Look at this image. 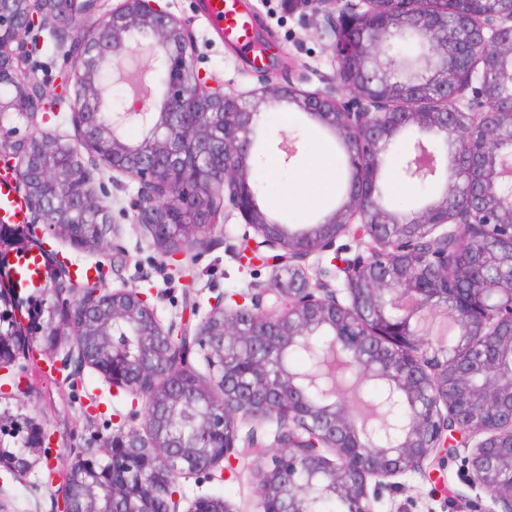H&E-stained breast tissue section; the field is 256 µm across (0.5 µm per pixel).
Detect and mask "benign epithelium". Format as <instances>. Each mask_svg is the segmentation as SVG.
<instances>
[{
	"label": "benign epithelium",
	"mask_w": 512,
	"mask_h": 512,
	"mask_svg": "<svg viewBox=\"0 0 512 512\" xmlns=\"http://www.w3.org/2000/svg\"><path fill=\"white\" fill-rule=\"evenodd\" d=\"M100 0H0V120L12 114L25 127L0 124V153L15 160L32 223L51 231L68 224L70 186H81L84 207L96 210L102 236L94 246L118 255L109 241L115 223L95 187L94 172L112 169L137 184L119 208L149 229L164 258L202 250L223 234L221 221L237 213L253 229L234 255L248 264L266 258L294 277L270 286L249 285L250 303L230 308L219 300L201 321L165 326L147 295L125 281L109 288L97 280H63L61 295L45 291L35 324L53 330L44 350L60 359L64 380L86 367L116 390L145 403L94 441L110 464H97L92 443L73 448L72 463L54 492L51 512H101L96 491L121 482L126 512H180L178 479L233 470L245 448H261L258 424L273 420L271 464L255 460L259 508L293 494L313 501L314 489L333 492L352 512H374L387 480L426 472L430 459L464 448L472 481L497 506L512 512V0L493 9L485 0H289L334 36L336 68L324 88L293 82L262 84L253 97L294 104L328 130L344 151L347 191L341 204L314 225L292 230L263 211L250 177L261 130L260 111L224 82L202 84L189 24L158 0H120L106 12ZM61 33V70L76 86L70 120L75 142L45 131L51 97L32 64L34 32ZM150 45L163 95L157 109L142 99L112 103V59L130 45ZM128 125L143 129L131 143ZM409 139L401 177L437 192L401 215L382 202L381 174L389 148ZM69 167L54 163L57 153ZM368 238L365 250L344 260L336 274L313 270L311 259L336 250L346 233ZM315 274H310V271ZM467 280L465 292L457 282ZM14 289L0 285V334L12 355L3 377L32 349L31 329L15 317ZM125 322L141 336V352L116 372L101 359L117 352L121 337L110 325ZM345 370L390 386L410 407L406 422L378 443L358 426L336 390L329 407L309 403L310 373L288 367V350L319 331ZM187 340L185 359L176 356ZM247 345L248 369L227 375L226 352ZM203 357L194 402L200 422L220 437L222 452H208L173 429L180 371ZM35 441L24 427L0 426V468L23 480L45 454V426ZM141 426H136V421ZM257 425L241 434V424ZM149 432L145 437L140 429Z\"/></svg>",
	"instance_id": "benign-epithelium-1"
}]
</instances>
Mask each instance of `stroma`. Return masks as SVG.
Segmentation results:
<instances>
[{
    "label": "stroma",
    "instance_id": "stroma-1",
    "mask_svg": "<svg viewBox=\"0 0 512 512\" xmlns=\"http://www.w3.org/2000/svg\"><path fill=\"white\" fill-rule=\"evenodd\" d=\"M255 9L260 36L266 42L270 67L258 72L248 54L239 52L211 35L201 17L203 0H162L161 5L180 19H187L196 37L197 66L203 75L224 81L240 92L259 87L261 82L283 83L302 80L304 89L323 86L324 77L333 75L335 63L332 39L326 28L315 25L293 10L288 0H246ZM54 93L63 103L49 112L44 125L53 135L69 140L75 130L70 121L68 101L74 87H61L59 68L48 56L45 44H38L33 57ZM265 127L270 134L287 133L299 140V153L284 161L280 151L266 147L260 153L254 176L264 184L262 205L281 222L297 228L314 223L340 202L346 192L347 172L341 162L343 151L336 139L296 107L260 103ZM329 165L333 177L319 188L320 199L308 201L299 189L298 174L311 166ZM248 226L240 215H233L224 234L212 247L185 257L180 268L162 265L145 225L132 219H118L115 234L125 249L120 275H107L110 285L126 281L144 292L156 294L155 306L162 323L180 320L186 299H193L198 315H205L220 294L246 290L252 282L272 283L271 268L244 266L230 252ZM34 388L29 396L16 401L0 397V407L44 419L51 436L48 463L37 464L26 480L18 481L0 469V512H50V480H61L70 465V449L83 445L85 438L111 432L114 425L142 409V402L116 393L111 384L93 368H85L75 384L50 378L49 365L32 358ZM257 449L249 448L236 472L214 470L208 476L179 479L184 499L182 508L200 496L223 495L235 512H257V478L253 462ZM393 488L383 490L373 503L375 512H494L488 495L472 483L463 458L443 459L432 464L430 476L408 473L394 478Z\"/></svg>",
    "mask_w": 512,
    "mask_h": 512
}]
</instances>
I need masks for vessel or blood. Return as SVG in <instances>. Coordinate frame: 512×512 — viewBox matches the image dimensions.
I'll return each instance as SVG.
<instances>
[{
	"label": "vessel or blood",
	"instance_id": "obj_1",
	"mask_svg": "<svg viewBox=\"0 0 512 512\" xmlns=\"http://www.w3.org/2000/svg\"><path fill=\"white\" fill-rule=\"evenodd\" d=\"M205 20L208 26L225 41L241 52L250 54L253 66L263 64V58L254 54L256 42L255 17L242 10L240 0H206ZM29 220V210L19 193L16 180L11 172H0V223L23 225ZM35 257L22 255L14 261L15 284L21 289L39 287L35 274Z\"/></svg>",
	"mask_w": 512,
	"mask_h": 512
}]
</instances>
